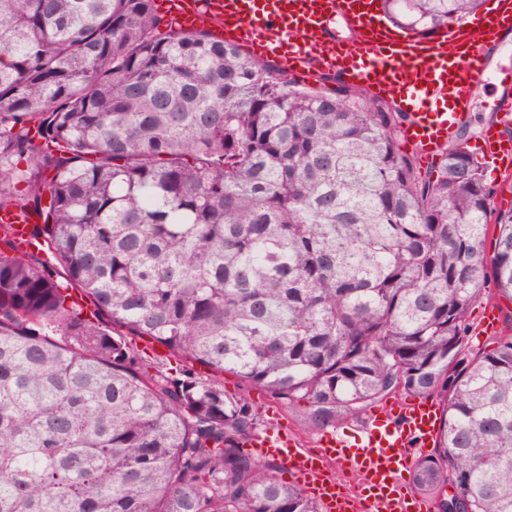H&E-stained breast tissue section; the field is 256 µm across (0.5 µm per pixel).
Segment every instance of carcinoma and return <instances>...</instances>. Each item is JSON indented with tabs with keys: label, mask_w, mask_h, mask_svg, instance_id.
<instances>
[{
	"label": "carcinoma",
	"mask_w": 512,
	"mask_h": 512,
	"mask_svg": "<svg viewBox=\"0 0 512 512\" xmlns=\"http://www.w3.org/2000/svg\"><path fill=\"white\" fill-rule=\"evenodd\" d=\"M481 5L380 0L421 38ZM160 25L155 0H0V211L47 254L0 236V512H320L244 449L253 389L310 433L435 397L410 485L512 512V334L466 352L473 306L512 300V211L465 134L425 170L394 103ZM37 220L36 215L20 210L0 212V223L9 228L10 240L19 251L37 253L40 250L31 244L30 227Z\"/></svg>",
	"instance_id": "carcinoma-1"
}]
</instances>
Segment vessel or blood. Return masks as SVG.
<instances>
[{"mask_svg": "<svg viewBox=\"0 0 512 512\" xmlns=\"http://www.w3.org/2000/svg\"><path fill=\"white\" fill-rule=\"evenodd\" d=\"M365 0H171L166 13L176 30L197 28L210 20L222 37L253 55L272 57L292 71L312 76L338 73L350 84L390 99L410 115L405 145L415 148L423 165L438 157L476 83L512 81V74H491L486 57L500 31L512 28V0H491L477 20L451 26L444 33L398 39L375 25ZM358 28L359 43L336 39L337 20ZM498 121L483 133L480 154L512 167V100L498 102ZM36 215L0 212L11 241L33 252L30 227ZM438 407L427 401L396 400L383 406L364 426L357 441L328 433L308 448L291 433L265 434L250 441L259 457L282 461L323 512H429L430 503L404 477L408 447H426L435 435ZM337 465L359 475L352 488L333 473Z\"/></svg>", "mask_w": 512, "mask_h": 512, "instance_id": "b4317fda", "label": "vessel or blood"}]
</instances>
